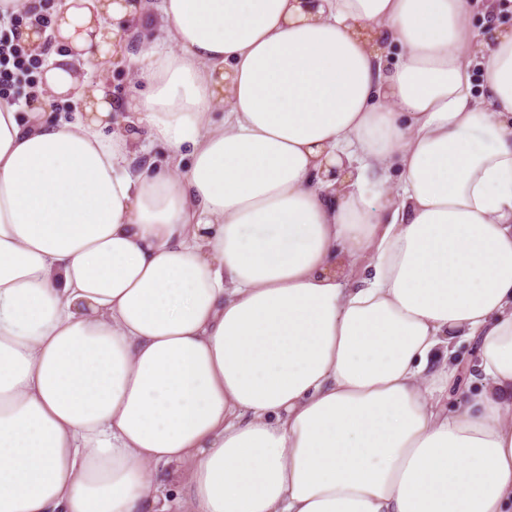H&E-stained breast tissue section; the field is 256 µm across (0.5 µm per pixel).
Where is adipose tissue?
Listing matches in <instances>:
<instances>
[{
	"label": "adipose tissue",
	"instance_id": "1",
	"mask_svg": "<svg viewBox=\"0 0 512 512\" xmlns=\"http://www.w3.org/2000/svg\"><path fill=\"white\" fill-rule=\"evenodd\" d=\"M473 8L160 0L118 129L71 62L145 0L52 16L40 98L87 106L0 102V512H512V29ZM477 340H465L456 348L454 355L456 374L448 386V401L451 405L463 400L472 385L470 380L471 365L475 361L477 352Z\"/></svg>",
	"mask_w": 512,
	"mask_h": 512
}]
</instances>
